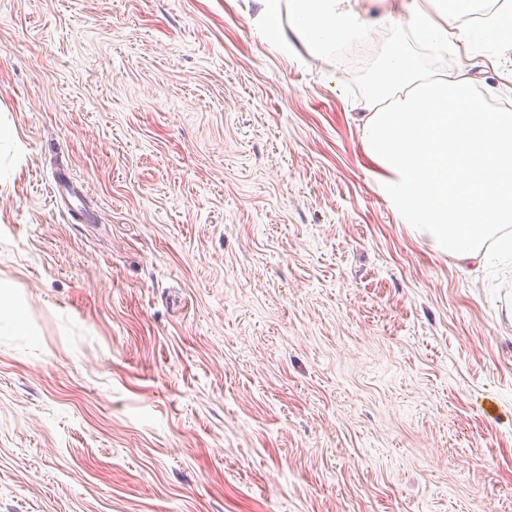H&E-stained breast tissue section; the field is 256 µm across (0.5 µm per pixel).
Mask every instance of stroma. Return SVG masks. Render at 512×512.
<instances>
[{
	"label": "stroma",
	"instance_id": "stroma-1",
	"mask_svg": "<svg viewBox=\"0 0 512 512\" xmlns=\"http://www.w3.org/2000/svg\"><path fill=\"white\" fill-rule=\"evenodd\" d=\"M359 7L0 0V512H512V273L380 188ZM296 25L322 59L332 62L354 47H364L374 26L356 8L358 0H289Z\"/></svg>",
	"mask_w": 512,
	"mask_h": 512
}]
</instances>
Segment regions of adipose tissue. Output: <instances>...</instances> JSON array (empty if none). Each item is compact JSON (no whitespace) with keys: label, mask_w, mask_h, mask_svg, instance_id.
I'll list each match as a JSON object with an SVG mask.
<instances>
[{"label":"adipose tissue","mask_w":512,"mask_h":512,"mask_svg":"<svg viewBox=\"0 0 512 512\" xmlns=\"http://www.w3.org/2000/svg\"><path fill=\"white\" fill-rule=\"evenodd\" d=\"M265 25L282 9L322 59L332 62L365 46L372 22L358 0H259ZM411 44L390 54L386 80L361 117L363 146L402 223L428 235L462 264L485 263L495 240L512 264V112L486 111L472 91V65L492 66L512 83V16L493 15L475 28L453 26L448 0H405ZM464 51L447 79H426L427 63L413 49Z\"/></svg>","instance_id":"adipose-tissue-1"}]
</instances>
